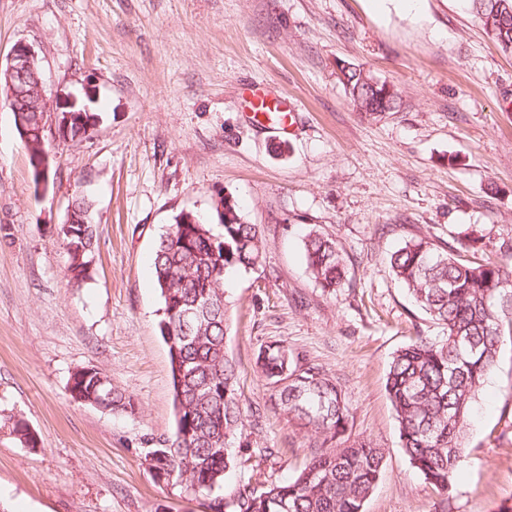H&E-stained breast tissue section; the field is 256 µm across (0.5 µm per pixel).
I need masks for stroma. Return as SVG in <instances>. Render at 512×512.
<instances>
[{
	"label": "stroma",
	"instance_id": "1",
	"mask_svg": "<svg viewBox=\"0 0 512 512\" xmlns=\"http://www.w3.org/2000/svg\"><path fill=\"white\" fill-rule=\"evenodd\" d=\"M32 45L44 84L101 114L80 145L47 135L37 188L0 99V512H207L204 498L157 482L145 455L175 430L152 256L180 211L217 223L230 197L267 247L225 282L226 351L249 446L225 493L279 483L317 438L274 409L261 347L287 346L333 378L350 439L385 451L364 512H440L441 495L404 454L386 379L395 352L445 331L395 278L410 236L476 238L468 259L512 234V53L467 0H422L387 15L368 0H0V60ZM394 85L400 105L364 118L338 63ZM261 84L299 114L294 133L253 123L243 87ZM97 225L90 277L74 286L60 228L76 195ZM350 257L329 294L302 255L309 227ZM96 366L135 415L71 400L72 372ZM452 512H512V335L472 403Z\"/></svg>",
	"mask_w": 512,
	"mask_h": 512
}]
</instances>
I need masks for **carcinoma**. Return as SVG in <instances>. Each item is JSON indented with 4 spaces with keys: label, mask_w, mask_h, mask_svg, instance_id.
I'll use <instances>...</instances> for the list:
<instances>
[{
    "label": "carcinoma",
    "mask_w": 512,
    "mask_h": 512,
    "mask_svg": "<svg viewBox=\"0 0 512 512\" xmlns=\"http://www.w3.org/2000/svg\"><path fill=\"white\" fill-rule=\"evenodd\" d=\"M485 32L512 52V0H468ZM345 92L357 110L373 117L397 106L393 85L369 71L340 68ZM91 203L72 200L62 233L74 284L87 278L97 243ZM473 241L436 244L427 237L404 241L391 256L392 270L416 305L444 325L441 341L423 337L396 351L386 388L399 426L401 448L412 467L438 491L449 494L462 461V438L471 404L496 362L504 333L512 335V244L504 255L466 261ZM266 242L257 224L244 220L235 201L224 198V232L217 234L191 212H180L157 242L153 268L162 301L160 333L170 357L176 429L173 438L149 449L156 467L175 474L174 484L200 488L210 512H364L380 478L384 449L365 439L335 442L352 414L333 379L300 363L280 344L259 350L264 377L279 385L275 406L288 420L315 433L304 468L282 483L245 484L226 496L224 476L241 465L233 440L243 434L236 368L225 351L224 280L231 271L258 267ZM303 258L321 288L334 294L346 282L350 258L317 230L304 238ZM188 309L197 318L183 329ZM71 398L81 404L133 415L137 405L95 367L76 369Z\"/></svg>",
    "instance_id": "carcinoma-1"
}]
</instances>
